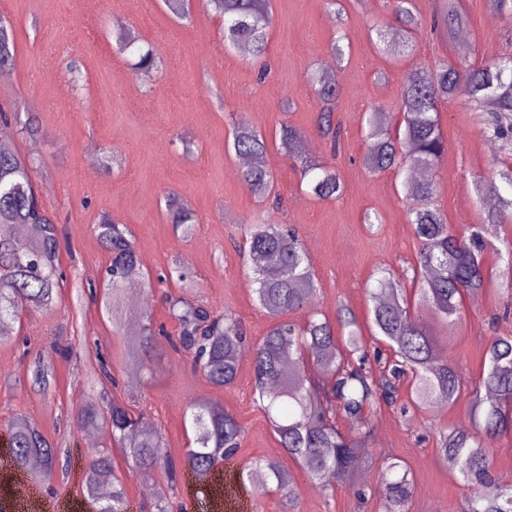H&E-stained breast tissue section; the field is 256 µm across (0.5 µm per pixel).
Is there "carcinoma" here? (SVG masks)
Wrapping results in <instances>:
<instances>
[{
  "label": "carcinoma",
  "instance_id": "obj_1",
  "mask_svg": "<svg viewBox=\"0 0 512 512\" xmlns=\"http://www.w3.org/2000/svg\"><path fill=\"white\" fill-rule=\"evenodd\" d=\"M208 3L224 21L225 48L236 51L245 46L251 61H262L268 52L272 22L270 0ZM390 7L399 24L401 49L415 51L414 33L423 23L415 0H391ZM464 23L457 0H442V8L433 14V30L450 41ZM370 37L380 53L389 55L395 50L389 27L373 26ZM118 40L124 48L133 49L136 73L150 78L158 71L157 54L150 47L139 46L133 32L120 31ZM12 49V23L0 15V66L11 64ZM311 79L322 103L319 130L334 142L339 129L332 125V114L339 89L317 67L311 70ZM450 99L488 113L482 135L498 143L500 149L491 171L477 178L479 191L495 197L497 208L487 211L483 223L473 226L467 235L456 233L447 224L435 204L434 182L413 178L415 170L435 168L447 153L439 112ZM398 109L402 120L394 128L375 109L363 119V164L373 173L393 170L404 175L401 187L408 205V223L420 243L414 268L417 305H411L385 270L379 271L376 285L369 291L373 303L371 337L387 343L394 358L384 362L381 377H374L370 359L379 364L381 357L370 353L356 319L338 311V319L347 329L346 335L338 336L335 325L310 305L317 281L296 230L272 220L253 225L248 252L264 259L253 270L254 294L259 307L273 320L266 336L253 348L254 392L298 473L276 460L264 459L240 468L236 478L262 493H284L293 504L299 477L310 483L353 484L357 470L373 463L369 448L372 417L381 403L393 402L395 382L409 374L410 398L420 409L436 402L453 404L464 394L471 397L473 428L444 430L437 442L440 458L470 487L467 512H512V484L498 487L493 494L484 491L494 482L490 442L512 434V336H497L490 342L482 373L470 380L448 361L433 329L435 323L453 328L463 298L484 288L489 280L482 259L487 245L484 226L512 223V55L488 59L468 69L453 59L434 68H417L400 88ZM35 130L34 119L19 128L12 113L0 108V325L15 323L32 308L51 311L59 301L57 225L42 208L33 168L7 147L18 135ZM302 139L297 128L282 127L281 148L292 157H301V175L307 178L310 193L321 200L341 195L344 186L335 167L302 155ZM227 147L238 158L258 157L267 150L262 131L243 120L233 125ZM242 180L255 196L272 194L273 176L263 165L245 169ZM166 212L183 237L195 234V213L178 194L167 196ZM95 232L111 255L108 284L101 298L105 310L110 311L123 301L129 282L145 275L124 225L105 216L95 225ZM501 242L507 259L500 278L504 289L512 293V236ZM167 303L169 315L179 327L176 340L169 345L176 352L187 353L211 386H233L241 352L247 345L241 321L228 313L218 316L205 307L188 306L173 297ZM304 309L308 310L304 321L286 319ZM132 349L160 352V337L150 320H145ZM27 383L34 392H51L52 369L41 358H33ZM483 392L494 394V399L481 398ZM188 410L194 440L180 467L164 452L160 432L122 403L113 399L104 404L89 398L81 404L79 416L88 431L107 427L112 444L125 449L135 465L133 475L141 480H150L160 471L174 484L183 468L203 483L235 456L243 427L217 402L192 399ZM338 414L351 426L347 437L334 425ZM4 429L12 461L23 467L30 458H40L38 480L52 483L59 467L57 446L37 425L21 417L7 421ZM379 481L391 512H410L415 485L409 472H399L395 462L385 463L379 470ZM82 489L87 498L98 500L101 512H129L123 483L104 452L85 472Z\"/></svg>",
  "mask_w": 512,
  "mask_h": 512
}]
</instances>
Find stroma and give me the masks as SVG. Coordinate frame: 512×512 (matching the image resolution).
Masks as SVG:
<instances>
[{"label": "stroma", "mask_w": 512, "mask_h": 512, "mask_svg": "<svg viewBox=\"0 0 512 512\" xmlns=\"http://www.w3.org/2000/svg\"><path fill=\"white\" fill-rule=\"evenodd\" d=\"M191 6L190 19L180 21L162 0H0V14L14 26V62L6 68L9 81H0V106L28 105L39 122L38 134L18 136L14 148L35 167L43 207L61 229L59 263L65 274L57 309L28 313L12 327L15 342L0 346V423L25 415L70 459L67 475L57 478L52 492L38 491L32 512H54L58 499L70 503L69 512H85L82 476L98 449L106 447L131 512H147L153 497L130 475V457L108 439L95 445L86 439L77 413L92 396L114 398L145 414L161 432L165 452L177 460L193 440L189 398L216 401L244 428L237 465L262 458L291 466L254 399L250 356H243L235 384L226 389L209 385L181 353L134 366L126 350L138 330L128 324L127 306L138 305L173 337L178 326L166 305L173 296L216 314H234L249 344L258 343L272 320L255 301L253 262L241 246L247 225L273 218L295 225L302 237L319 285L315 309L331 319L348 309L363 334H370L372 274L391 269L408 297H415L412 267L419 242L395 173L372 174L362 163L364 113L381 108L389 124H396L398 91L421 64L452 58L474 65L512 53V17L496 15L491 0H461L467 45L445 42L425 28L415 35L416 54L400 59L379 54L368 35L373 22L393 25L387 0H360L347 6L341 19L324 0H271L270 75L261 81L248 55L225 49L221 21L206 0H192ZM122 27L162 61L151 86H144L131 58L119 49L116 34ZM341 31L351 53L340 68L333 120L343 134L333 149L318 131L320 102L309 73L312 65L331 60L330 44ZM484 118L457 101L441 109L448 152L431 176L438 207L461 232L482 223L487 208L474 189L496 154L480 132ZM240 119L266 137L280 204L254 197L243 185L238 159L227 150L230 129ZM284 121L303 132L305 156L335 166L344 184L339 198L323 201L310 194L300 162L281 149ZM107 154L114 160L108 169L101 165ZM170 192L181 195L198 217L192 238H182L168 222L163 198ZM368 211L378 212L381 224L367 227ZM105 214L126 225L150 277L128 289L125 309L113 316L102 314L89 294L102 285L110 263L94 232ZM177 259L190 267L191 286L160 282ZM508 300L499 283L488 284L465 298L453 331L437 328L449 360L465 377L482 371L492 337L512 334V317L503 316ZM100 352L109 358L111 379L95 372ZM34 354L55 372L54 389L46 396L26 384ZM134 370L140 373L136 382L130 379ZM410 387L409 380H401L398 404L382 406L376 415L374 456L380 462L393 457L407 469L416 486L412 512H465L468 489L439 458L435 437L449 427H470L469 399L404 415L398 405ZM359 483L366 493L362 499L342 484L316 490L302 480L293 505L279 493L260 495L238 483L237 512H381L385 496L376 468L362 469Z\"/></svg>", "instance_id": "stroma-1"}]
</instances>
